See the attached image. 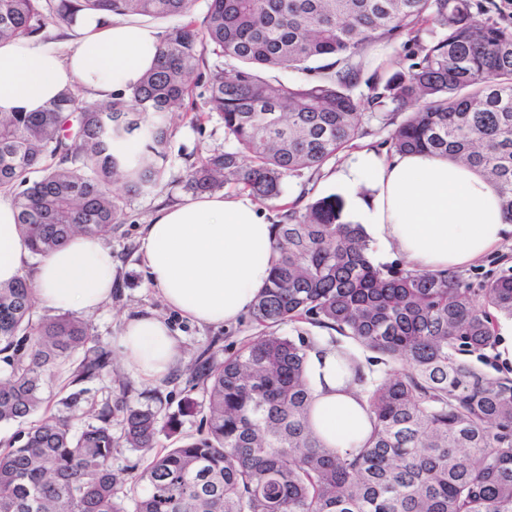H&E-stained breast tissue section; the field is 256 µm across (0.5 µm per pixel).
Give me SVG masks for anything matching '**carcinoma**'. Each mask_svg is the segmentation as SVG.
I'll return each instance as SVG.
<instances>
[{
	"instance_id": "1",
	"label": "carcinoma",
	"mask_w": 512,
	"mask_h": 512,
	"mask_svg": "<svg viewBox=\"0 0 512 512\" xmlns=\"http://www.w3.org/2000/svg\"><path fill=\"white\" fill-rule=\"evenodd\" d=\"M0 0V39L37 35L48 19L82 14L179 15L155 66L104 104L73 87L40 112L0 113V194L18 212L35 256L74 233L103 236L129 198L160 185L169 114L193 96L192 77L210 52L227 60L209 80V111L225 147L197 159L184 188L233 184L261 203L281 201L289 178L321 175L377 122L392 127L389 155L428 152L472 166L495 187L512 224V25L473 0ZM430 28L423 44L420 33ZM405 38L412 63L363 78V53ZM310 78L285 83L274 71ZM367 92L356 94L360 84ZM405 113L399 123L393 115ZM281 205L277 258L250 308L256 339L191 376L203 386L197 436L160 451L158 418L112 406L80 431L47 416L0 450V512H512V377L485 372L466 355L495 347L512 319V272L483 281L481 303L454 270L374 263L363 225L342 221L336 195ZM27 276L0 283V423L24 422L43 403L53 371L86 349L73 383L98 375L107 353L89 346V324L58 314L30 323ZM293 327L282 335L278 328ZM326 328L373 353L363 364L341 352L360 387L371 430L357 447L330 448L308 422L313 350L305 326ZM382 363L374 373L366 366ZM188 394L169 417L200 414ZM124 442L145 465L129 478L112 468ZM145 492L137 496L134 487Z\"/></svg>"
}]
</instances>
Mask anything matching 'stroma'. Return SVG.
<instances>
[{"label":"stroma","mask_w":512,"mask_h":512,"mask_svg":"<svg viewBox=\"0 0 512 512\" xmlns=\"http://www.w3.org/2000/svg\"><path fill=\"white\" fill-rule=\"evenodd\" d=\"M224 66V59L206 54L201 68L203 80L194 91L192 103L171 120L174 134L168 148L164 182L145 194L132 197L125 208L123 223L113 225L111 234L104 239L112 250L116 284L111 298L96 312L86 314L84 320L92 328L94 345L108 352L109 364L99 377L77 385L79 400L75 406L64 403L70 392L65 387L64 374H57L45 389L44 412L71 417L74 429L94 423L96 413L107 404L115 408L112 433L116 436L122 431L119 407L125 403L152 408L157 411L159 422H166L169 415L177 412L201 353L224 360L261 332L246 314L230 324L206 326L170 309L159 291L150 285L140 253L143 230L153 213L160 207L189 200L190 195L183 185L193 158L224 145V127L218 115L202 121L195 118L196 112L206 108L207 78ZM149 313L167 321L182 352L176 368L166 377L153 381L142 379L114 346L126 320Z\"/></svg>","instance_id":"35a3bbf8"}]
</instances>
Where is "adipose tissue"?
Returning a JSON list of instances; mask_svg holds the SVG:
<instances>
[{
	"label": "adipose tissue",
	"mask_w": 512,
	"mask_h": 512,
	"mask_svg": "<svg viewBox=\"0 0 512 512\" xmlns=\"http://www.w3.org/2000/svg\"><path fill=\"white\" fill-rule=\"evenodd\" d=\"M80 38L61 46L41 38L0 40V112H35L65 88L79 85L97 100L136 85L153 65L160 37L136 24L76 21ZM348 195V219L370 227L387 251L431 272L470 266L496 249L506 224L493 186L473 169L431 153L387 158L372 149L352 154L337 170ZM275 230L248 194L204 195L159 209L141 239L152 286L166 305L204 325L235 322L268 284L276 258ZM11 200L0 198V283L31 272L47 307L92 312L112 295V251L100 238L70 237L30 263ZM117 347L148 381L167 376L181 348L165 320H128ZM314 403L310 424L329 447L359 444L370 421L358 387L334 349L310 355Z\"/></svg>",
	"instance_id": "adipose-tissue-1"
}]
</instances>
